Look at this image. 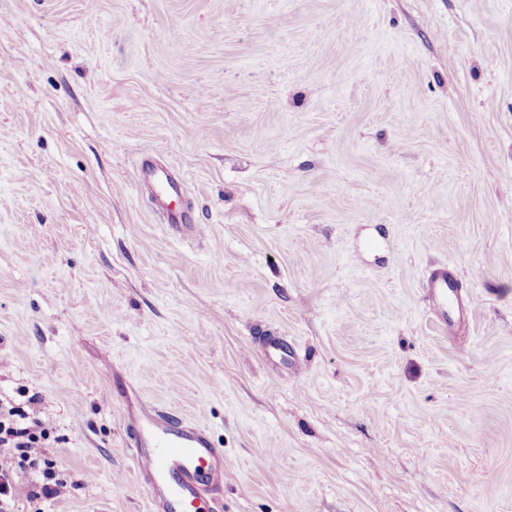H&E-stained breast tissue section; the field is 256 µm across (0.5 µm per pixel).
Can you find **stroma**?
<instances>
[{"label": "stroma", "mask_w": 512, "mask_h": 512, "mask_svg": "<svg viewBox=\"0 0 512 512\" xmlns=\"http://www.w3.org/2000/svg\"><path fill=\"white\" fill-rule=\"evenodd\" d=\"M128 382L223 449L205 512H512V0H0V397L53 427L42 512H147ZM161 171L163 170H159L147 155L142 164V174L151 181V185H156L158 192H154V203L157 207L166 211L164 219L167 221L168 226L172 230L178 231L181 225H183L179 223L182 218L176 211L169 210L163 201L164 198H170L173 193L178 194V185L170 182L168 177ZM429 301L441 321L453 327L459 319L462 321L476 305V297L464 293L454 269L442 267L433 271L427 280Z\"/></svg>", "instance_id": "35a3bbf8"}]
</instances>
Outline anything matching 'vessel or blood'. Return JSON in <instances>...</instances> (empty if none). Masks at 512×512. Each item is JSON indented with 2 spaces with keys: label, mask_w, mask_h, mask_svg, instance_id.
Segmentation results:
<instances>
[{
  "label": "vessel or blood",
  "mask_w": 512,
  "mask_h": 512,
  "mask_svg": "<svg viewBox=\"0 0 512 512\" xmlns=\"http://www.w3.org/2000/svg\"><path fill=\"white\" fill-rule=\"evenodd\" d=\"M142 174L155 184L153 200L163 206L178 190L151 161H144ZM429 300L448 326L464 319L476 304L463 292L454 270L442 267L427 280ZM132 460L143 479L150 502L149 512H198L203 492L224 486L228 471L224 454L215 448L206 431L162 409L139 392L123 393Z\"/></svg>",
  "instance_id": "b4317fda"
}]
</instances>
